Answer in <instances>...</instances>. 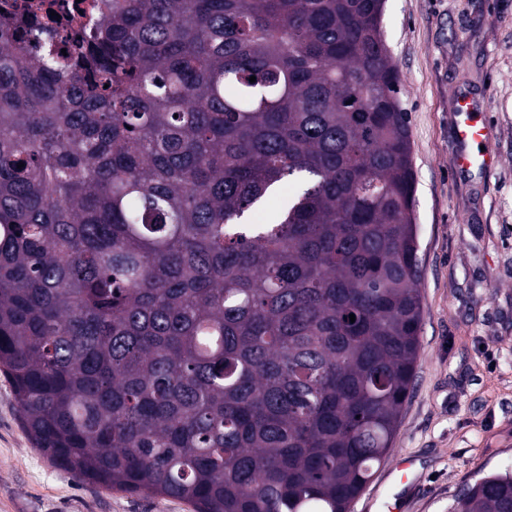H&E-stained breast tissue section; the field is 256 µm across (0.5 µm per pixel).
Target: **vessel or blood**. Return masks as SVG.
I'll use <instances>...</instances> for the list:
<instances>
[{
    "instance_id": "1",
    "label": "vessel or blood",
    "mask_w": 512,
    "mask_h": 512,
    "mask_svg": "<svg viewBox=\"0 0 512 512\" xmlns=\"http://www.w3.org/2000/svg\"><path fill=\"white\" fill-rule=\"evenodd\" d=\"M453 110L458 114L456 138L460 148L451 160L452 168L460 172L474 169L483 173L490 171L495 159L490 151L482 147L487 136L482 112L462 91L453 98Z\"/></svg>"
}]
</instances>
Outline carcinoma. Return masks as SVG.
Masks as SVG:
<instances>
[{"mask_svg":"<svg viewBox=\"0 0 512 512\" xmlns=\"http://www.w3.org/2000/svg\"><path fill=\"white\" fill-rule=\"evenodd\" d=\"M107 4L60 44L63 0L0 13V372L21 421L110 491L349 512L422 317L384 0ZM454 512H512V472Z\"/></svg>","mask_w":512,"mask_h":512,"instance_id":"1","label":"carcinoma"}]
</instances>
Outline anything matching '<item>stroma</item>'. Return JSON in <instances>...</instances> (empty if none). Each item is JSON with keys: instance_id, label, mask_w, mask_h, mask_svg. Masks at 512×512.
Instances as JSON below:
<instances>
[{"instance_id": "obj_1", "label": "stroma", "mask_w": 512, "mask_h": 512, "mask_svg": "<svg viewBox=\"0 0 512 512\" xmlns=\"http://www.w3.org/2000/svg\"><path fill=\"white\" fill-rule=\"evenodd\" d=\"M382 30L402 80L415 178L422 321L415 377L391 457L350 512H453L466 484L512 471V0H385ZM491 125L490 174L455 171L456 92ZM0 512H194L185 500L110 492L51 465L0 374Z\"/></svg>"}]
</instances>
